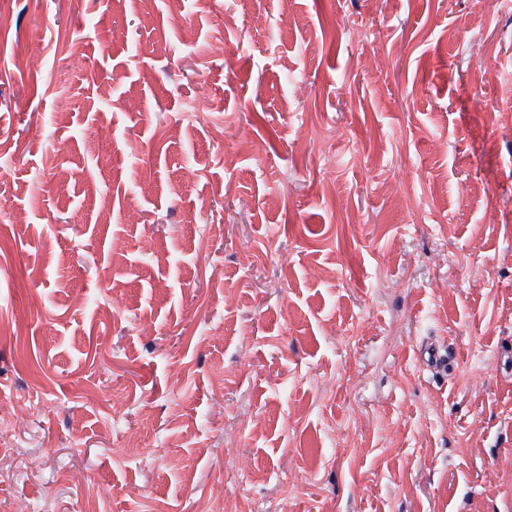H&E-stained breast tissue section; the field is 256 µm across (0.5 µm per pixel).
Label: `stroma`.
<instances>
[{"label": "stroma", "instance_id": "obj_1", "mask_svg": "<svg viewBox=\"0 0 512 512\" xmlns=\"http://www.w3.org/2000/svg\"><path fill=\"white\" fill-rule=\"evenodd\" d=\"M20 398L0 512H497L512 8L9 0L0 406Z\"/></svg>", "mask_w": 512, "mask_h": 512}]
</instances>
